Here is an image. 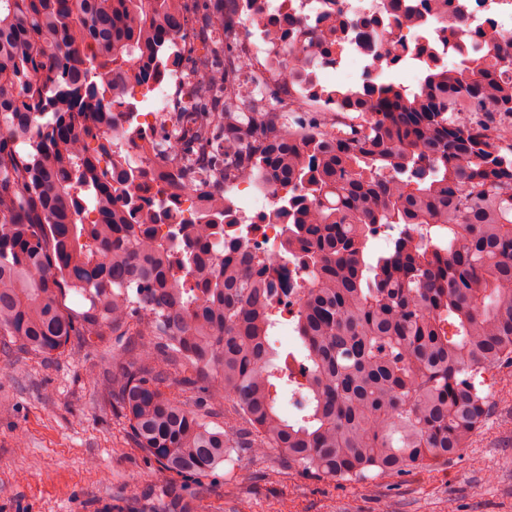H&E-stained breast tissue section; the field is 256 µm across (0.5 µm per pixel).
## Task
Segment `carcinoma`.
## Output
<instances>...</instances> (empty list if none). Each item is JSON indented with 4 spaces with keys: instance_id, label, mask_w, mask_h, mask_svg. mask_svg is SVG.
I'll return each mask as SVG.
<instances>
[{
    "instance_id": "obj_1",
    "label": "carcinoma",
    "mask_w": 512,
    "mask_h": 512,
    "mask_svg": "<svg viewBox=\"0 0 512 512\" xmlns=\"http://www.w3.org/2000/svg\"><path fill=\"white\" fill-rule=\"evenodd\" d=\"M240 6L0 0V339L51 358L75 338L151 337L112 396L134 446L172 478L206 475L235 448L332 481L425 470L468 447L492 410L484 374L512 365V35L478 30L445 62L435 45L416 59L375 29L382 64L326 90L352 123L312 112L293 131V91L343 50L346 20L266 16L288 52V95L258 97ZM389 11L412 30L450 13L468 24L452 0H389ZM492 49L502 63H487ZM404 59L421 66L412 90L386 78ZM174 60L202 73L162 117L174 144L150 174L120 155L101 167L107 104ZM248 174L284 192L270 216L285 225L280 253L224 245L225 186ZM147 177L163 197L200 192L194 217L117 202ZM419 224L424 245L408 232ZM382 226L398 233L372 259ZM288 264L305 274L296 373L276 363L270 335L273 275ZM70 290L81 309L65 305ZM173 366L235 416L214 426L168 391ZM284 377L298 421L281 411Z\"/></svg>"
}]
</instances>
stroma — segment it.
Segmentation results:
<instances>
[{
	"label": "stroma",
	"mask_w": 512,
	"mask_h": 512,
	"mask_svg": "<svg viewBox=\"0 0 512 512\" xmlns=\"http://www.w3.org/2000/svg\"><path fill=\"white\" fill-rule=\"evenodd\" d=\"M130 360L116 337L44 360L0 346V512H164L168 490L208 512H512V373L469 448L401 479L339 485L238 448L201 477L170 478L112 406Z\"/></svg>",
	"instance_id": "35a3bbf8"
}]
</instances>
